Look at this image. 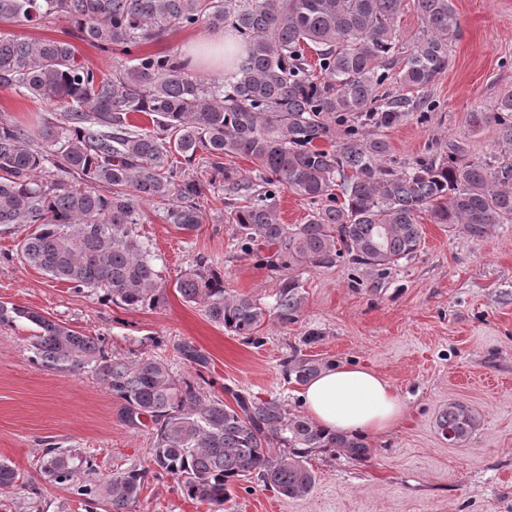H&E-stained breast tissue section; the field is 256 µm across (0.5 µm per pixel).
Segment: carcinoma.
<instances>
[{
	"label": "carcinoma",
	"mask_w": 512,
	"mask_h": 512,
	"mask_svg": "<svg viewBox=\"0 0 512 512\" xmlns=\"http://www.w3.org/2000/svg\"><path fill=\"white\" fill-rule=\"evenodd\" d=\"M405 2L0 0L1 20H61L68 36L127 56L201 23L229 28L244 41L243 50L224 53V78L204 79L174 55L139 53L109 75L80 62L69 40L0 35V88L60 114L35 131L0 119V226L33 228L18 245L22 262L127 309L155 308L163 288L136 232L144 206L163 205L167 223L192 232L204 220L208 193L222 190L232 246L279 279L274 305L268 310L230 292L224 270L204 255L175 288L185 301L203 304L225 331L251 337L269 314L296 322L303 295L295 271L346 258L377 278L415 256L423 212L434 224L462 225L473 238L512 224V90L490 111L469 115L474 130L499 126L508 150L492 164L451 147L397 171L385 165L386 140L361 132L395 127L412 112L425 119L436 109L421 92L448 68L460 22L451 0H412L423 29L400 56L394 27ZM307 49L319 69L307 62ZM395 63L400 69L392 74ZM391 79L420 96L379 97ZM131 112L150 116L153 130L127 122ZM237 156L256 168L243 173L224 163ZM196 162L200 178L186 173ZM283 189L317 206L305 223H279ZM19 320L35 327L30 352L37 367L91 372L123 402L127 422L153 430L148 467L103 478L92 453L46 449L45 480L68 490L85 512H132L150 473L172 477L183 495L213 512H224L238 482L253 474L265 487L300 498L316 483L312 455H371L363 439L326 432L277 398L234 392L229 405L160 356L116 355L104 337L0 303V325ZM176 350L197 371L206 368L207 357L189 343ZM325 366L307 355L286 362L298 383ZM479 424L476 412L458 402L440 414L437 427L456 444ZM20 479L14 466L0 462V487Z\"/></svg>",
	"instance_id": "cac0c4a2"
}]
</instances>
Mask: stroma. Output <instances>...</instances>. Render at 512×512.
Returning a JSON list of instances; mask_svg holds the SVG:
<instances>
[{"label": "stroma", "mask_w": 512, "mask_h": 512, "mask_svg": "<svg viewBox=\"0 0 512 512\" xmlns=\"http://www.w3.org/2000/svg\"><path fill=\"white\" fill-rule=\"evenodd\" d=\"M461 34L448 69L425 91L437 105L427 119L410 115L384 130L387 165L400 169L445 139L470 159L503 151L495 124L474 131L469 115L488 110L512 89V0H453ZM51 108L11 90H0V116L37 127ZM224 195L212 194L209 219L193 233L165 220L162 205L145 208L138 232L148 243L165 290L152 310H129L89 291L50 279L24 264L18 243L24 225L0 227V302L36 310L89 336L105 337L118 354L142 349L166 358L173 370L195 377L176 352L187 342L209 358L210 391L226 389L276 396L302 409L301 384L283 362L293 354L379 372L397 390L406 413L400 426L370 439V459L312 456V491L291 499L241 481L229 512H512V224L482 238L462 227L423 221L421 250L371 285L362 271L340 262L299 273L303 305L296 322L265 320L258 341L224 331L202 304L185 301L175 282L197 255L223 266L227 288L272 306L277 280L256 259L230 246ZM318 342L307 343L309 331ZM28 323L0 326V460L22 480L0 489V512H84L65 489L46 483L39 459L46 448L92 452L99 475L145 465L153 435L129 427L122 404L91 373L58 374L36 367ZM462 401L481 416L467 442L445 439L437 420L450 402ZM133 512H210L185 498L169 477L148 476Z\"/></svg>", "instance_id": "1"}]
</instances>
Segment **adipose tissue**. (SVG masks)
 <instances>
[{
	"instance_id": "1",
	"label": "adipose tissue",
	"mask_w": 512,
	"mask_h": 512,
	"mask_svg": "<svg viewBox=\"0 0 512 512\" xmlns=\"http://www.w3.org/2000/svg\"><path fill=\"white\" fill-rule=\"evenodd\" d=\"M301 398L319 427L364 439L393 431L405 414L403 401L387 380L359 366L323 369L306 383Z\"/></svg>"
}]
</instances>
